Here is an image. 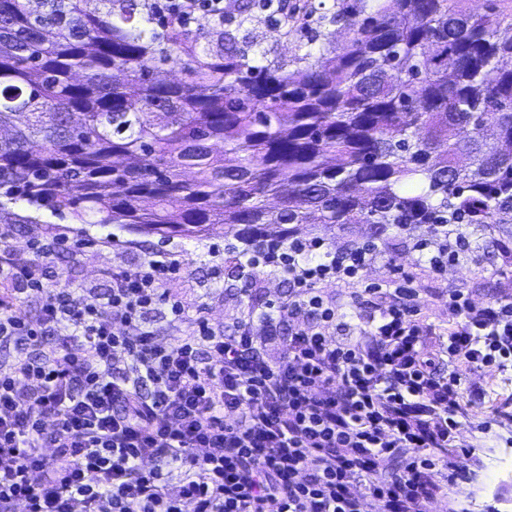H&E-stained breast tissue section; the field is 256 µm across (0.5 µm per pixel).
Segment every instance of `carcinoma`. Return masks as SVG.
<instances>
[{"label":"carcinoma","mask_w":512,"mask_h":512,"mask_svg":"<svg viewBox=\"0 0 512 512\" xmlns=\"http://www.w3.org/2000/svg\"><path fill=\"white\" fill-rule=\"evenodd\" d=\"M490 2L362 0L327 18L342 52L310 39L289 69L149 0H0V195L23 224L230 233L237 271L299 224H512V0Z\"/></svg>","instance_id":"obj_1"}]
</instances>
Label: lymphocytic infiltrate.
I'll return each instance as SVG.
<instances>
[{
    "mask_svg": "<svg viewBox=\"0 0 512 512\" xmlns=\"http://www.w3.org/2000/svg\"><path fill=\"white\" fill-rule=\"evenodd\" d=\"M153 6L184 26L224 14V0ZM11 239L1 224L0 346L19 356L14 375H0V512H362L365 495L386 512H427L460 477L448 450L462 384L512 367V301L477 306L460 291L448 296L446 329L426 323L402 285L357 339H329L322 326L336 313L317 286L355 277L362 249L326 261L313 242L268 249L264 263L297 290L267 326L306 307L322 321L271 358L249 324L225 335L166 293L178 260L114 273L107 299L76 304L45 278L78 243L39 240L15 263ZM30 296L40 300L33 322L20 312ZM157 305L172 323L192 322L187 340L157 342L142 320ZM393 457L401 465L385 472Z\"/></svg>",
    "mask_w": 512,
    "mask_h": 512,
    "instance_id": "f902f5d3",
    "label": "lymphocytic infiltrate"
}]
</instances>
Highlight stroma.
I'll return each mask as SVG.
<instances>
[{"label": "stroma", "mask_w": 512, "mask_h": 512, "mask_svg": "<svg viewBox=\"0 0 512 512\" xmlns=\"http://www.w3.org/2000/svg\"><path fill=\"white\" fill-rule=\"evenodd\" d=\"M243 0H224V15L199 16L193 32L217 40L219 32L234 35L238 48L248 52L264 51L269 57L291 59L310 35L307 29H289L286 19L278 18L275 0H252L242 9ZM26 201L16 200L0 209V225L13 226L12 245L16 256H25L28 245L39 235L65 234L87 243L83 252L59 253L48 271V283L69 289L74 302L90 293L106 296L111 275L136 271L144 258L152 255L172 257L184 268L181 277L167 285L169 294L181 300L187 309L203 308L211 327L234 333L238 325L251 323L258 343L269 355H277L279 345L271 339L259 316L268 307L287 301L292 280L281 269L259 266L238 277L224 273V250L229 240L214 235L202 240L179 235L164 238L143 235L115 224H77L71 218L44 215L42 223H22L30 214ZM466 248L459 259L441 268L430 263L431 251L417 250V242L430 238L427 225L392 233L386 240L370 236L366 224L352 225L349 233L338 234L307 224L297 232L298 239H317L325 251L341 253L372 247L370 260L358 278L331 280L321 286L324 302L336 308V321L327 334L337 341L356 338L363 317L387 308L394 288L402 278H410L428 323L448 324V292L465 289L476 305L512 297V232L483 231L469 224L460 225ZM380 291L365 293L367 284ZM481 387L483 402L471 403L469 391ZM463 413L457 432L458 446L452 449L453 462L466 478L451 492L450 498L435 500L429 512H512V424H499L494 411L499 401L512 396V380L494 370L472 372L461 387Z\"/></svg>", "instance_id": "stroma-1"}]
</instances>
